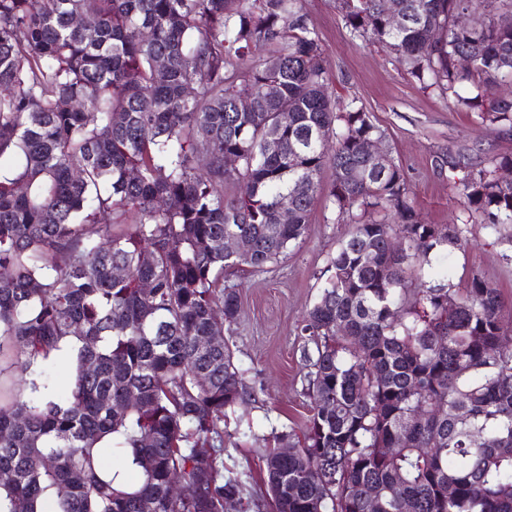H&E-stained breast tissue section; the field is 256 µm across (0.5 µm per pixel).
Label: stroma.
Segmentation results:
<instances>
[{
	"instance_id": "35a3bbf8",
	"label": "stroma",
	"mask_w": 512,
	"mask_h": 512,
	"mask_svg": "<svg viewBox=\"0 0 512 512\" xmlns=\"http://www.w3.org/2000/svg\"><path fill=\"white\" fill-rule=\"evenodd\" d=\"M308 24L320 41L330 90L337 101L357 99L386 133L395 160L407 171L414 197L429 224H465L467 251L433 257L422 280L456 288L477 270L512 308V224L491 229L468 222V202L453 188L463 167L491 157L512 156V130L483 126L477 113L463 112L436 94L423 92L385 47L353 36L336 0H304ZM324 200H317L305 236L286 258L264 272L232 275L240 316L226 341L236 365L246 369L251 399L224 416V471H250L248 493L267 500L263 456L275 433L303 427L309 414L303 317L323 283V270L344 236Z\"/></svg>"
}]
</instances>
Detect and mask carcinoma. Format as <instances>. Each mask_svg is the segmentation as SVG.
Wrapping results in <instances>:
<instances>
[{
	"label": "carcinoma",
	"instance_id": "cac0c4a2",
	"mask_svg": "<svg viewBox=\"0 0 512 512\" xmlns=\"http://www.w3.org/2000/svg\"><path fill=\"white\" fill-rule=\"evenodd\" d=\"M337 4L420 89L512 127V0H396L401 28L384 0ZM375 138L364 108L329 92L303 0H0V366L29 389L0 380V512L51 495L55 512L241 500L251 474L224 473V413L244 371L200 342L239 317L224 274L286 256L322 196L349 230L301 326L302 438L283 431L265 455L274 512H512V322L479 271L462 291L412 287V265L468 238L423 221L405 169L363 153ZM506 167L492 157L454 182L469 221L512 224ZM230 236L251 249L226 252ZM64 348L59 395L41 366ZM118 456L137 466L128 489Z\"/></svg>",
	"mask_w": 512,
	"mask_h": 512
}]
</instances>
